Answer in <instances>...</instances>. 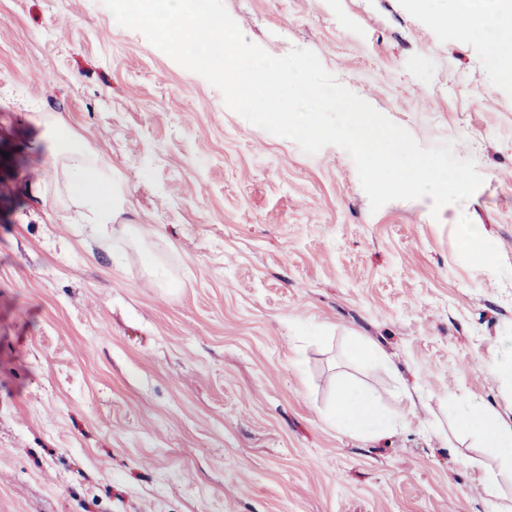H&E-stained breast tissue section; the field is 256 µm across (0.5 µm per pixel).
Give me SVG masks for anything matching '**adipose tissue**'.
<instances>
[{
  "label": "adipose tissue",
  "instance_id": "obj_1",
  "mask_svg": "<svg viewBox=\"0 0 512 512\" xmlns=\"http://www.w3.org/2000/svg\"><path fill=\"white\" fill-rule=\"evenodd\" d=\"M495 3L493 10L460 13L456 20L466 36L480 38L498 59L512 61V0ZM27 119L40 130L46 169L61 170L68 191L87 209L92 229L106 237L136 238L138 225L117 221L127 200L113 190L112 173L96 152L46 113L34 111ZM449 413L457 429L474 437L494 460L482 484L490 497L501 499L505 486L512 485V418L476 399L451 403ZM334 423L338 429L365 435L388 429L392 418L374 394L348 388L336 397Z\"/></svg>",
  "mask_w": 512,
  "mask_h": 512
}]
</instances>
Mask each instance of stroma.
Wrapping results in <instances>:
<instances>
[{"mask_svg":"<svg viewBox=\"0 0 512 512\" xmlns=\"http://www.w3.org/2000/svg\"><path fill=\"white\" fill-rule=\"evenodd\" d=\"M224 4L484 182L371 211L343 149L251 124L102 0H0V512H489L448 399L512 407L486 370L512 335V73L425 0ZM33 109L111 167L141 241L75 223ZM347 384L391 430L336 429ZM482 240L483 234L479 225H469L461 234L462 244L474 252L485 273L495 275L496 269L494 263L490 260L488 253L483 249L481 245Z\"/></svg>","mask_w":512,"mask_h":512,"instance_id":"stroma-1","label":"stroma"}]
</instances>
